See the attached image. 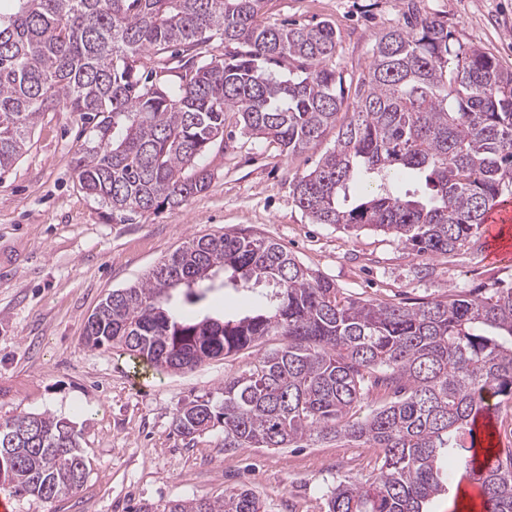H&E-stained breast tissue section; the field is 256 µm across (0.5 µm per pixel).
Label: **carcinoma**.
Masks as SVG:
<instances>
[{"mask_svg":"<svg viewBox=\"0 0 512 512\" xmlns=\"http://www.w3.org/2000/svg\"><path fill=\"white\" fill-rule=\"evenodd\" d=\"M0 7V170L24 153L48 112H76L80 188L124 214L180 206L207 190L198 160L224 141L225 113L286 153L337 123L344 101L335 26L260 19L264 0H6ZM220 39L235 50L203 54ZM336 144L293 180L315 224L370 230L430 257L480 240L485 215L512 194V71L406 0L404 25L381 35L354 87ZM410 176L422 189L401 193ZM276 292L238 319L204 312L214 279ZM182 296L175 302L174 294ZM281 336L220 400L175 414V432L217 427L224 449L300 448L334 440L377 448L374 475L336 482L327 512H424L453 457L480 484L486 512H512V448L469 466L461 435L512 401V286L414 304L355 300L281 244L245 233L189 236L140 281L87 318L93 348L182 370ZM0 483L52 500L77 492L81 432L48 414L0 423V448L22 425ZM153 512H266L256 492L173 500Z\"/></svg>","mask_w":512,"mask_h":512,"instance_id":"carcinoma-1","label":"carcinoma"}]
</instances>
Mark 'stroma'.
I'll return each mask as SVG.
<instances>
[{"mask_svg":"<svg viewBox=\"0 0 512 512\" xmlns=\"http://www.w3.org/2000/svg\"><path fill=\"white\" fill-rule=\"evenodd\" d=\"M403 7V0H265L262 18L332 22L348 84L365 71L378 35L401 22ZM420 7L447 22L455 42L481 46L512 70V0H420ZM225 129L223 147L201 161L212 174L206 191L129 220L81 191L73 162L85 136L74 113L45 116L27 151L0 172V423L29 413L66 419L82 432L88 466L83 487L54 500L18 497L0 485V500L16 512H140L240 488L259 494L268 512H325L337 481L369 474L373 448L325 441L228 451L223 429L191 441L174 432L180 407L220 397L226 378L247 371L281 337L177 372L84 344L97 305L142 279L186 236L273 239L357 299L420 302L512 280L505 241L495 248L484 238L479 247L431 259L380 233L312 223L293 198L292 181L333 147L335 130L286 153L241 134L235 114Z\"/></svg>","mask_w":512,"mask_h":512,"instance_id":"35a3bbf8","label":"stroma"}]
</instances>
